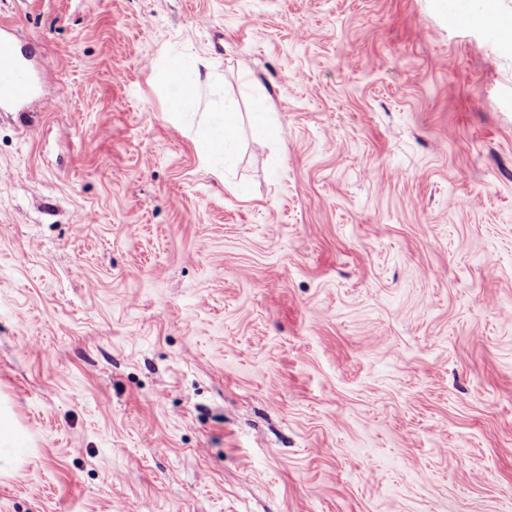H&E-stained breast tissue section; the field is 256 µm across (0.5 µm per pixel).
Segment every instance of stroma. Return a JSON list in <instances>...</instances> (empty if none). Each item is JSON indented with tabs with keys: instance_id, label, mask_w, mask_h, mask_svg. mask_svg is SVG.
Masks as SVG:
<instances>
[{
	"instance_id": "1",
	"label": "stroma",
	"mask_w": 512,
	"mask_h": 512,
	"mask_svg": "<svg viewBox=\"0 0 512 512\" xmlns=\"http://www.w3.org/2000/svg\"><path fill=\"white\" fill-rule=\"evenodd\" d=\"M467 5L0 0V512H512V0ZM32 91L30 74L22 56L0 39V104L26 99ZM168 74L170 78L179 81L181 84L188 85L192 89L195 90V97H192L190 100H181L175 101L172 103V109L177 112H185L190 110L194 103L196 102L197 97V88H198V76L191 77L184 73L181 67L177 64H173L168 69ZM253 134L257 139L268 140L276 136V126L270 120V112H267L265 99L258 98L251 112ZM217 121L211 125L207 140V151L216 157H224V164L230 157V149L237 124V112L231 105L224 104Z\"/></svg>"
}]
</instances>
